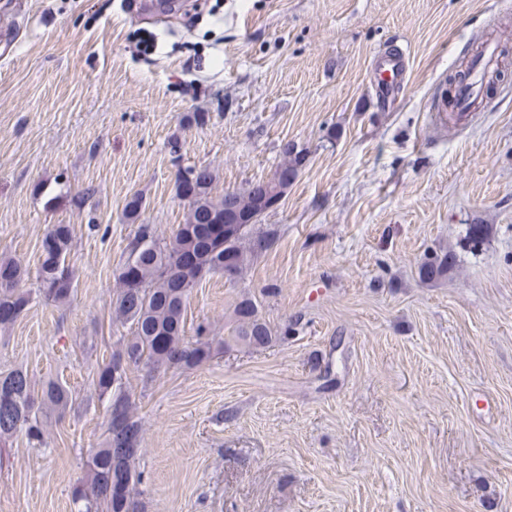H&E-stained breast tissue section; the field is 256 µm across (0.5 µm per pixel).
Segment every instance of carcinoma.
<instances>
[{
  "label": "carcinoma",
  "instance_id": "obj_1",
  "mask_svg": "<svg viewBox=\"0 0 512 512\" xmlns=\"http://www.w3.org/2000/svg\"><path fill=\"white\" fill-rule=\"evenodd\" d=\"M276 170L297 175L298 158L289 145L282 148ZM193 178L187 198L185 222L169 240L159 238L150 224H142L130 243L127 260L114 271L117 284L113 299V323L129 326L130 335L120 336L118 348L99 370L95 388L108 400L106 435L102 445L88 451V478L73 487L83 512H138L136 487L142 448V426L130 393L128 372L140 365L152 369L196 366L215 352L233 347H263L285 336L267 322L255 300L241 298L234 306L230 335L211 337L197 328L199 339L185 340L186 302L205 274L229 272L235 283L271 245L269 233L260 229L264 201L283 198L290 182L257 181L245 191H226L212 196L215 175L207 167L178 171L177 196H182L183 178ZM54 249L40 255L36 270L37 292L47 303H64L74 293L75 273L67 263L72 244L68 224H52ZM29 271L18 262L0 261V326L13 324L30 302L23 288ZM72 402L69 389L50 379L35 391L28 373L16 369L0 376V440L21 433L38 440L42 428L37 414H63Z\"/></svg>",
  "mask_w": 512,
  "mask_h": 512
}]
</instances>
